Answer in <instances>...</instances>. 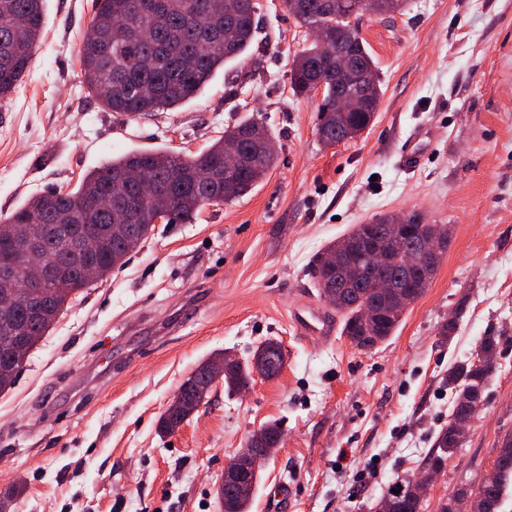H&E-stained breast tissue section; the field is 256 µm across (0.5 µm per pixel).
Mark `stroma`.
Listing matches in <instances>:
<instances>
[{
	"label": "stroma",
	"instance_id": "1",
	"mask_svg": "<svg viewBox=\"0 0 512 512\" xmlns=\"http://www.w3.org/2000/svg\"><path fill=\"white\" fill-rule=\"evenodd\" d=\"M257 2L247 64H226L180 107L130 120L85 96L79 57L95 0H47L40 47L0 102L1 213L133 150L201 152L247 116L281 151L247 196L192 224L157 225L29 351L0 392L10 512H221L225 464L271 420L283 439L250 512H267L283 483L288 512H375L447 424L449 367L488 336L496 369L424 512L476 489L512 437V0H408L361 17L382 94L363 134L332 147L316 134L321 95H294L288 80L307 34L284 0ZM414 144L424 161L410 168L401 155ZM412 211L449 225L450 244L394 335L358 349L310 265L354 225ZM268 338L287 356L277 379L232 397L215 386L181 429L159 433L201 361L247 357Z\"/></svg>",
	"mask_w": 512,
	"mask_h": 512
}]
</instances>
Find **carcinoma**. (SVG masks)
<instances>
[{"label": "carcinoma", "instance_id": "carcinoma-1", "mask_svg": "<svg viewBox=\"0 0 512 512\" xmlns=\"http://www.w3.org/2000/svg\"><path fill=\"white\" fill-rule=\"evenodd\" d=\"M297 26L310 31L315 26L326 30L328 41H310L292 60L288 79L295 95L308 94L312 76L323 80L320 122L317 134L326 147L350 141L364 132L372 121L381 96L378 65L364 44L360 32L350 25V18L366 13L381 14V0H285ZM46 0H0V101L10 99L25 77L35 55L45 24ZM256 0H96L92 20L94 35L82 42L80 64L82 83L88 97L107 112L128 117L156 112L181 105L203 91L224 65L244 59L258 29ZM347 49L358 66L371 74V96L359 112H341L338 89L349 77L336 73V47ZM234 137L244 147L254 150V164L240 171H224V143ZM277 139L263 123L245 117L204 151L171 153L165 150L132 151L112 159L102 167L83 175L75 188L50 190L29 198L7 215L0 213L1 224H23L31 213L41 216L46 250L53 260L66 258L61 242L45 226L72 221L78 215L71 207L78 200L92 203L112 187V176L143 168L158 182L137 227L146 239L154 224L151 214L170 213L169 224L194 223L207 205H221L249 194L278 162ZM393 219L391 215L374 217L366 224H356L349 232L360 242L376 240L384 254L383 264L371 268L358 254L341 257V271L325 268L318 255L313 261L315 283L324 278L336 283L346 305L339 309L343 318L342 335L360 349H371L394 334L400 320L377 318L369 326L362 321V310L379 307L384 298L371 293L368 282L377 277L400 279L406 276L404 254L425 229L433 225L419 222L410 235L386 242L379 234ZM91 224L113 225L99 251L103 275L121 267L129 254L118 241L120 211H91ZM85 287L79 276L60 289L43 310L42 321L31 322L26 314L21 320L34 340L45 334V325L54 322L68 305L72 295ZM283 357L281 342L268 338L251 356L224 374V391L242 394L253 383V374L266 373L277 367ZM494 367L481 368L472 361L448 369V387L455 395L435 447L422 469L429 473L436 465L448 461L463 447L456 426L468 417L472 404L483 400ZM496 480L476 493L457 490L441 512H498L501 497L512 483V437L503 441L494 465ZM260 482L246 475V488L224 494V512H249L254 492ZM400 492L386 496L401 503V512H423L419 496L412 494V483L404 477L393 484Z\"/></svg>", "mask_w": 512, "mask_h": 512}]
</instances>
